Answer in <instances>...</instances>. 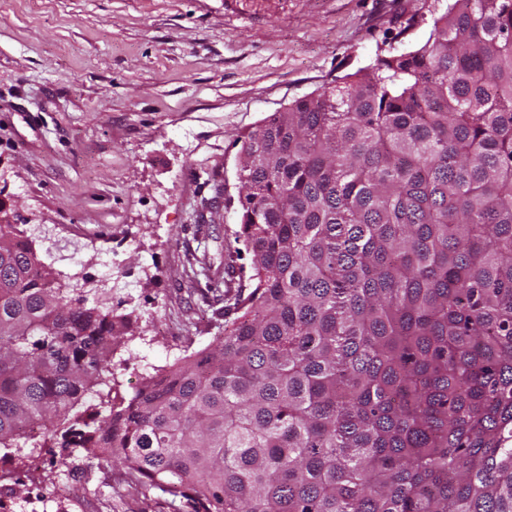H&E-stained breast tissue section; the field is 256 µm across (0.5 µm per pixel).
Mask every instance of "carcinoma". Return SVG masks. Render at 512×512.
Returning <instances> with one entry per match:
<instances>
[{
	"label": "carcinoma",
	"mask_w": 512,
	"mask_h": 512,
	"mask_svg": "<svg viewBox=\"0 0 512 512\" xmlns=\"http://www.w3.org/2000/svg\"><path fill=\"white\" fill-rule=\"evenodd\" d=\"M240 142L223 335L129 399L111 290L0 223V450L175 512H512V0H448Z\"/></svg>",
	"instance_id": "obj_1"
}]
</instances>
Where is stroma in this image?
Masks as SVG:
<instances>
[{"label": "stroma", "instance_id": "stroma-1", "mask_svg": "<svg viewBox=\"0 0 512 512\" xmlns=\"http://www.w3.org/2000/svg\"><path fill=\"white\" fill-rule=\"evenodd\" d=\"M434 0H0V201L64 272L119 281L133 329L116 391L224 320L204 295L233 245L239 139L268 115L424 41ZM0 512H173L121 465L59 449L0 460Z\"/></svg>", "mask_w": 512, "mask_h": 512}]
</instances>
